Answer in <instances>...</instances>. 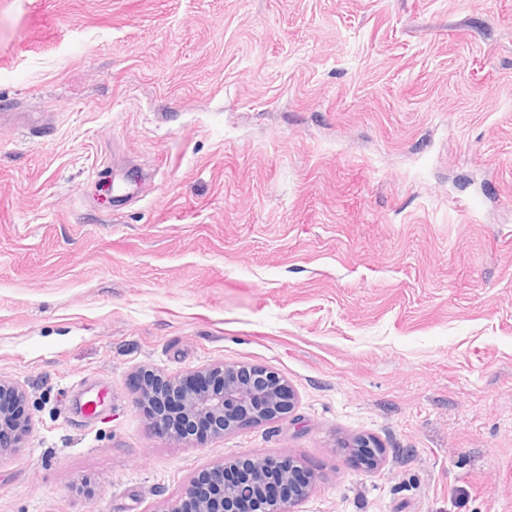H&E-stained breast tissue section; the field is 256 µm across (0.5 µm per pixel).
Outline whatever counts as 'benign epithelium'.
Listing matches in <instances>:
<instances>
[{
  "label": "benign epithelium",
  "instance_id": "7a95c632",
  "mask_svg": "<svg viewBox=\"0 0 512 512\" xmlns=\"http://www.w3.org/2000/svg\"><path fill=\"white\" fill-rule=\"evenodd\" d=\"M134 402L140 406L154 401L173 418L172 425L161 429L176 444L191 447L195 438L188 430L190 421L207 417L216 422L212 435L224 433L247 423H258L291 412L295 393L279 373L265 367L243 364L214 363L182 376L169 377L153 369L138 371ZM196 377H214L215 385H200ZM30 418L19 417V429L0 430V447L14 448L26 432ZM354 447L370 468L378 467L382 448L369 438L355 441ZM228 464L202 469L184 486L180 496L159 512H291L292 504L303 498L311 488L312 477L289 458L251 461L248 479L229 480L224 477ZM294 488L290 499L281 491L272 492L268 485Z\"/></svg>",
  "mask_w": 512,
  "mask_h": 512
}]
</instances>
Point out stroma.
Instances as JSON below:
<instances>
[{"label": "stroma", "mask_w": 512, "mask_h": 512, "mask_svg": "<svg viewBox=\"0 0 512 512\" xmlns=\"http://www.w3.org/2000/svg\"><path fill=\"white\" fill-rule=\"evenodd\" d=\"M216 361L294 409L152 431L136 369ZM0 377V512L282 457L293 512H512V0H0ZM9 394L11 395L19 404V407L22 409V414L18 413V409H16V404L13 400L5 397L0 399V404L4 408L5 411H9L12 413V416L6 417L4 420V426L12 428V421L19 417L18 421L20 423L19 429L17 431H8L4 430L1 426L0 430V447L1 448H16L18 443L26 432L30 418L28 413H26V394L25 392L18 387L17 385L7 383L0 379V395Z\"/></svg>", "instance_id": "1"}]
</instances>
